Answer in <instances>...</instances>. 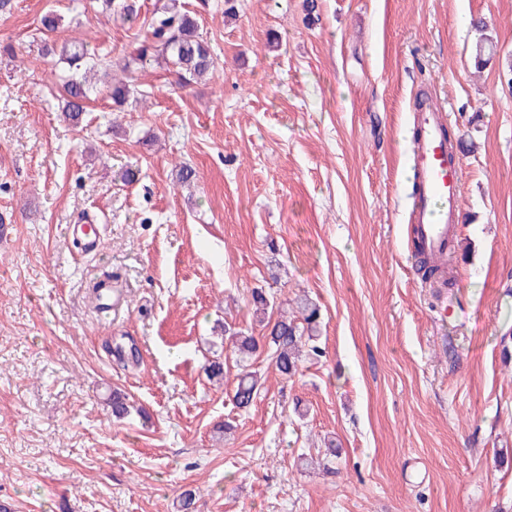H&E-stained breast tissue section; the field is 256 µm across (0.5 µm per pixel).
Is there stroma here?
<instances>
[{
	"label": "stroma",
	"instance_id": "35a3bbf8",
	"mask_svg": "<svg viewBox=\"0 0 512 512\" xmlns=\"http://www.w3.org/2000/svg\"><path fill=\"white\" fill-rule=\"evenodd\" d=\"M181 3L213 72L183 87L135 69L123 107L100 91L77 125L41 16H62L56 44L115 59L140 23L89 0L0 9V507L177 512L190 490L194 512H512V0ZM464 15L490 22L479 71ZM424 94L466 142L447 288L410 258ZM82 213L99 254L66 240ZM102 269L124 297L106 318ZM256 291L318 308L322 353L291 378L271 349L243 365L222 340L266 335ZM332 445L330 471L300 465ZM257 381L251 372L243 371L239 377L234 400L239 408L248 407L257 393Z\"/></svg>",
	"mask_w": 512,
	"mask_h": 512
}]
</instances>
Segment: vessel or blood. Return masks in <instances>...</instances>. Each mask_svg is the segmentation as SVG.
<instances>
[{
	"label": "vessel or blood",
	"instance_id": "1",
	"mask_svg": "<svg viewBox=\"0 0 512 512\" xmlns=\"http://www.w3.org/2000/svg\"><path fill=\"white\" fill-rule=\"evenodd\" d=\"M446 123V112L433 98L422 99L413 111L411 234L420 251L439 259L448 253L463 202L461 167L448 157V140L443 132ZM67 236L86 253L95 254L100 249V230L88 218L68 225ZM93 288L100 312H112L121 304L111 273H99Z\"/></svg>",
	"mask_w": 512,
	"mask_h": 512
}]
</instances>
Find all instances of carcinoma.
<instances>
[{
	"label": "carcinoma",
	"instance_id": "cac0c4a2",
	"mask_svg": "<svg viewBox=\"0 0 512 512\" xmlns=\"http://www.w3.org/2000/svg\"><path fill=\"white\" fill-rule=\"evenodd\" d=\"M102 5L109 9L113 6L120 10V15L127 20L140 16V7L136 0H102ZM144 37L137 48L134 61L144 68L161 61L176 69L181 83L188 84L210 74L215 68L207 42L199 33L198 22L178 0H168L160 10L142 22ZM493 56L489 38H481L475 45L474 64L480 68ZM60 59L66 61L73 76L62 82L64 101L62 112L75 124L80 123L86 112L85 104L90 100V86L78 76L80 70L101 69L109 71L118 63L109 60L106 55L88 47L85 41H72L62 47ZM270 301L260 292L253 296L252 316L263 323L268 318ZM301 318L286 315L275 322L266 339L275 354V367L280 375L288 378L297 371V362L306 342L313 340L314 323L317 308L305 301L299 303ZM234 351L241 359H246L256 352L258 341L253 336L237 335L233 341ZM257 393V381L254 376L243 371L239 377L234 400L238 407L246 408Z\"/></svg>",
	"mask_w": 512,
	"mask_h": 512
}]
</instances>
